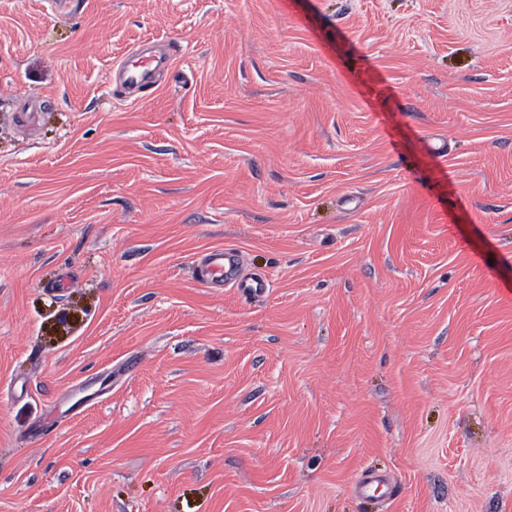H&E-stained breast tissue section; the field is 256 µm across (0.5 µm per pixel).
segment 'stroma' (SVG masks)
I'll return each instance as SVG.
<instances>
[{
  "label": "stroma",
  "mask_w": 512,
  "mask_h": 512,
  "mask_svg": "<svg viewBox=\"0 0 512 512\" xmlns=\"http://www.w3.org/2000/svg\"><path fill=\"white\" fill-rule=\"evenodd\" d=\"M0 512H512V0H0ZM171 65L169 56H158L143 62L125 65L119 75L121 94L124 100L131 103L141 98V93L156 86V73ZM240 256V251L234 247H224V249L207 253L202 259L205 271L204 280L210 281L216 286L236 288L247 298L265 295L272 287L270 280L243 277Z\"/></svg>",
  "instance_id": "obj_1"
}]
</instances>
